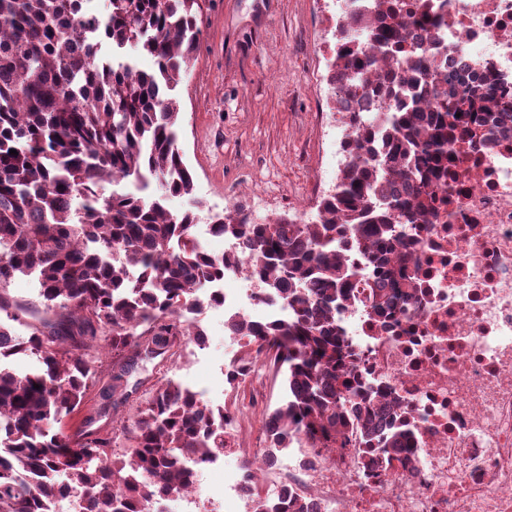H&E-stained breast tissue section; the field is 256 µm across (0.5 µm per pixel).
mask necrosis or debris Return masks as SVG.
Segmentation results:
<instances>
[{"label": "necrosis or debris", "mask_w": 512, "mask_h": 512, "mask_svg": "<svg viewBox=\"0 0 512 512\" xmlns=\"http://www.w3.org/2000/svg\"><path fill=\"white\" fill-rule=\"evenodd\" d=\"M433 4L445 22L421 56L425 81L486 80L512 98V0ZM446 181L435 222L408 230L415 279L406 304L377 318L371 264L340 249L355 272L336 311L352 354L343 372L370 395L382 429H410L404 462L375 471L361 441L318 452L299 439L252 461L280 479L226 481L227 512H254L258 497L286 493L309 512H512V139L457 143ZM207 293L234 316L288 315L281 294L237 267Z\"/></svg>", "instance_id": "4bbe7bcc"}]
</instances>
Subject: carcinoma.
Instances as JSON below:
<instances>
[{"label": "carcinoma", "mask_w": 512, "mask_h": 512, "mask_svg": "<svg viewBox=\"0 0 512 512\" xmlns=\"http://www.w3.org/2000/svg\"><path fill=\"white\" fill-rule=\"evenodd\" d=\"M107 2L99 14L91 0H0V512H53L61 500L71 512H151L158 498L183 494L190 460L224 453V409L171 380L133 424H120L133 440L120 457L109 433L54 426L83 403L104 355L120 360L143 344L170 349L177 336L202 343L205 332L190 317L197 292L238 263L288 303V317L275 323H228L255 353L275 348L274 364L285 370L287 398L265 422L271 446L302 434L314 449L346 448L351 417L366 447L384 456L408 448L410 431L378 432L371 400L336 372L348 358L336 307L354 276L336 241L350 236L351 248L376 264L383 280L374 311L391 310L390 288L411 287L404 225L435 217L432 176L456 142L490 123L496 137L512 138V101L484 83L420 84V52L405 49L401 13L427 34L432 0H376L377 18L355 36L356 20L341 17L329 71L336 103L366 93L361 76L377 57H406L403 74L378 90L389 126L347 136L353 160L321 198L316 222L283 214L257 223L237 209L213 217L215 233L242 244V253L216 257L198 242V205H165L173 195L194 199L172 92L199 42V0ZM105 41L110 59L101 54ZM129 47L151 56L155 69H139ZM151 179L162 194L146 198L140 192ZM123 181L134 190L104 195L105 184ZM19 274L36 278L52 315L27 325L26 337L11 326L24 307L3 297ZM28 353L35 369L16 374L8 360Z\"/></svg>", "instance_id": "obj_1"}]
</instances>
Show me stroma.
<instances>
[{"mask_svg":"<svg viewBox=\"0 0 512 512\" xmlns=\"http://www.w3.org/2000/svg\"><path fill=\"white\" fill-rule=\"evenodd\" d=\"M336 8L332 0H202L201 35L195 57L176 89L181 103L180 148L193 174L194 199L202 216L248 207L262 194L269 216L296 215L310 199L314 182L329 168L336 130L318 123L330 103ZM194 319L209 343H183L168 359L142 357L122 388L111 371L98 375L79 409L63 429L113 432L114 417L135 420L156 388L174 380L197 392L206 405L243 408L244 453L225 458L234 476L244 454L269 446L265 415L286 397L284 375L265 360L255 367V386L231 388L223 372L242 341L229 334L224 311L199 306ZM112 450L130 446L128 435L113 432Z\"/></svg>","mask_w":512,"mask_h":512,"instance_id":"stroma-1","label":"stroma"}]
</instances>
